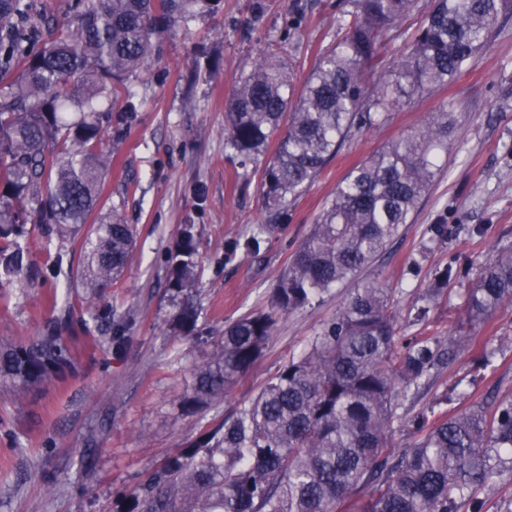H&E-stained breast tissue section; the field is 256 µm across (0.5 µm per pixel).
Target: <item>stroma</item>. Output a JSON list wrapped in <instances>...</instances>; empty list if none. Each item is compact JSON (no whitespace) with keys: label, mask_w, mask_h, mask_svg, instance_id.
<instances>
[{"label":"stroma","mask_w":512,"mask_h":512,"mask_svg":"<svg viewBox=\"0 0 512 512\" xmlns=\"http://www.w3.org/2000/svg\"><path fill=\"white\" fill-rule=\"evenodd\" d=\"M350 8L349 0H222L218 12H201L169 33L162 59L136 87L133 112L105 138L112 156L102 186L107 205L90 217L101 224L117 212L136 226L129 266L99 299L98 320L70 337L74 373L21 399L0 388V512H112L116 493H131L147 472L300 354L335 317L347 289H332L319 304L283 316L263 357L223 398L190 415L179 406L225 325L269 308L277 277L340 179L413 131L426 113L452 106L450 150L413 223L363 274L388 288L400 342L446 334L449 323L464 318L463 296L486 259L512 252L511 17L461 77L348 141L289 205L260 254L241 251L225 261L227 244L268 217L254 164H241L224 149L225 102L266 47L303 83L320 53L338 41ZM185 224L198 235L202 342L174 336L169 326L166 251ZM432 224L447 225V238H431ZM27 246L34 275L0 291V337L38 335L57 315H89L76 283L78 251L37 230ZM448 264L456 277L447 299L429 324L414 322L412 303L435 269ZM112 315L131 318L119 350L108 340ZM474 335L475 345L421 396L415 411L450 389L461 409L512 395V305L496 310ZM487 345L498 353L483 379L473 380V362Z\"/></svg>","instance_id":"35a3bbf8"}]
</instances>
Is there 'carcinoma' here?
Instances as JSON below:
<instances>
[{
  "label": "carcinoma",
  "mask_w": 512,
  "mask_h": 512,
  "mask_svg": "<svg viewBox=\"0 0 512 512\" xmlns=\"http://www.w3.org/2000/svg\"><path fill=\"white\" fill-rule=\"evenodd\" d=\"M221 0H65L54 27L29 0H0V283L27 275L28 225L43 226L83 256L77 272L96 300L127 266L135 228L117 212L89 224L109 159L103 133L133 87L160 59L166 34L213 11ZM424 19L404 39L400 22ZM512 0H354L336 46L320 54L300 89L291 72L263 55L240 76L225 108L224 148L253 159L276 143L261 171L266 208L277 216L299 199L355 134L463 74ZM377 75L368 83L367 73ZM452 112H430L417 129L353 167L275 283L267 310L224 327L181 406L193 413L221 398L263 355L279 319L349 284V296L305 352L289 358L256 394L179 448L116 512H490L488 491L512 481V395L455 411L443 394L421 414L406 413L432 378L472 344L473 331L512 304V253L485 262L466 294V318L448 335L419 336L397 349L388 289L359 275L414 220L448 153ZM274 226L249 230L224 251L257 254ZM170 325L202 337L194 225L168 250ZM454 278L435 272L415 320L424 322ZM70 315L34 338L0 339V386L18 393L74 370ZM414 442L391 450L395 421Z\"/></svg>",
  "instance_id": "carcinoma-1"
}]
</instances>
